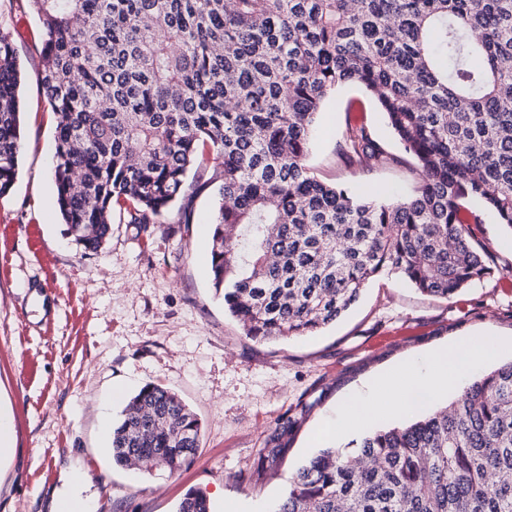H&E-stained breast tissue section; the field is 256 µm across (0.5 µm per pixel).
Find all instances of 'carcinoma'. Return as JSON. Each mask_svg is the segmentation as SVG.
Instances as JSON below:
<instances>
[{"label": "carcinoma", "mask_w": 512, "mask_h": 512, "mask_svg": "<svg viewBox=\"0 0 512 512\" xmlns=\"http://www.w3.org/2000/svg\"><path fill=\"white\" fill-rule=\"evenodd\" d=\"M28 2L58 116L55 206L85 251L114 224L162 223L207 147L211 284L254 340L318 333L385 268L442 298L493 272L461 213L479 202L512 232V0ZM349 86L414 159L413 195L328 184L306 164L318 114ZM20 95L0 26V198L18 174ZM346 146L363 167L390 160L364 127ZM200 431L175 393L146 385L112 427V462L178 470ZM176 512L209 500L190 491ZM274 512H512V361L412 423L323 449Z\"/></svg>", "instance_id": "cac0c4a2"}]
</instances>
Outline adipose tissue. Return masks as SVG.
<instances>
[{
    "label": "adipose tissue",
    "instance_id": "obj_1",
    "mask_svg": "<svg viewBox=\"0 0 512 512\" xmlns=\"http://www.w3.org/2000/svg\"><path fill=\"white\" fill-rule=\"evenodd\" d=\"M503 341L486 342L473 338L460 339L434 350L425 361L409 362L402 376L383 390H368L353 396L336 418L337 430H349L391 412L409 414L434 405L442 391L464 385L480 366L494 359Z\"/></svg>",
    "mask_w": 512,
    "mask_h": 512
}]
</instances>
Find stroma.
I'll return each mask as SVG.
<instances>
[{
	"label": "stroma",
	"instance_id": "1",
	"mask_svg": "<svg viewBox=\"0 0 512 512\" xmlns=\"http://www.w3.org/2000/svg\"><path fill=\"white\" fill-rule=\"evenodd\" d=\"M23 66V144L14 188L0 199V408L15 448L0 461V512H48L79 463L94 512H175L191 489L212 512H272L298 468L320 449L345 446L339 405L398 364L472 335L512 337V233L481 205L468 229L487 252L490 277L450 298L424 294L383 270L335 324L312 336L256 341L225 314L211 287L216 187L204 159L186 188L191 218L173 208L150 232L116 224L83 254L54 208L57 117L42 89L43 36L26 0H0ZM364 126L400 161L348 166L339 144ZM373 100L356 87L326 103L308 164L325 182L409 195L418 180ZM176 393L201 420L199 447L177 471L116 466L100 414L118 422L142 386ZM295 418L273 472L257 452Z\"/></svg>",
	"mask_w": 512,
	"mask_h": 512
}]
</instances>
